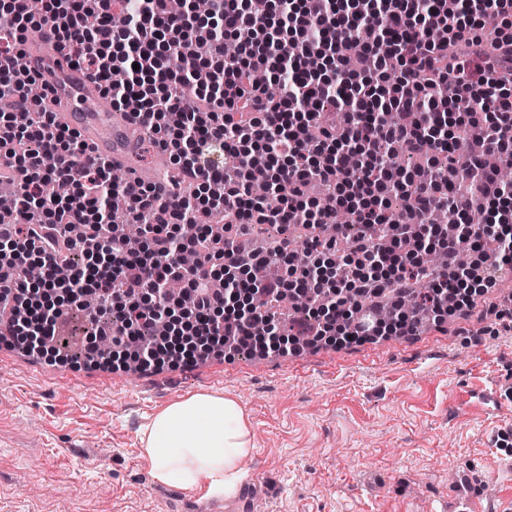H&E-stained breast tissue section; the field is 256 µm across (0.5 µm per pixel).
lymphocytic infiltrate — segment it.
<instances>
[{
    "label": "lymphocytic infiltrate",
    "instance_id": "obj_1",
    "mask_svg": "<svg viewBox=\"0 0 512 512\" xmlns=\"http://www.w3.org/2000/svg\"><path fill=\"white\" fill-rule=\"evenodd\" d=\"M489 12L500 23L488 44ZM88 14L95 28L85 27ZM214 14L223 34L190 13L172 14L168 0H140L132 12L119 0H0V177L16 186L0 206L18 214L0 224V332L31 337L36 355H46L90 292L100 305L88 315V352L108 341L119 357L134 342L146 368L160 361L150 339L160 315L178 319L187 341L176 356L191 365L228 341L284 352L303 336L347 346L404 334L413 315L395 312L381 329L357 301L405 297L421 280L430 287L420 299L433 314L471 312L499 272L512 269V189L490 163L512 152V0H216ZM47 27L113 106L145 117L190 194L168 182L113 183L111 163L91 158L76 131L29 99L34 79L16 59L27 31ZM244 29L252 39L225 56L226 36ZM259 68L271 69L266 82L251 81ZM463 96L477 101L476 111L456 112ZM328 109L350 122L311 139ZM400 143L434 161V172L395 166L391 150ZM216 147L235 156V168L211 160ZM460 154L470 168L459 178L449 162ZM256 180L277 191L276 209L252 196ZM54 185L67 194L53 195ZM392 195L407 208L398 220ZM117 200L143 227L149 258L126 252L113 230ZM341 207L360 226L344 249L317 231ZM437 208L455 219L457 238L425 223ZM476 208L487 209L486 223H468ZM72 224L86 225L87 236L69 238ZM262 224L307 228L309 265L295 268L287 248L243 242ZM187 225L198 230L190 269L177 257ZM488 236L500 242L492 259L482 252ZM464 246L475 254L466 264ZM79 251L89 261L76 266L69 255ZM429 252L447 254V265L430 268ZM31 262L43 270L38 287L69 295L70 305L48 312L38 304L21 280ZM272 263L285 277H262ZM173 280L193 308L171 303L164 287ZM246 293L250 307L235 309ZM287 300L297 311L285 335L276 311Z\"/></svg>",
    "mask_w": 512,
    "mask_h": 512
}]
</instances>
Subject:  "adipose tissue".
I'll return each mask as SVG.
<instances>
[{"label": "adipose tissue", "mask_w": 512, "mask_h": 512, "mask_svg": "<svg viewBox=\"0 0 512 512\" xmlns=\"http://www.w3.org/2000/svg\"><path fill=\"white\" fill-rule=\"evenodd\" d=\"M152 477L184 490L234 498L255 449L251 420L231 397L197 393L158 412L140 438Z\"/></svg>", "instance_id": "obj_1"}]
</instances>
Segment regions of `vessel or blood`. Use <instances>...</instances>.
Segmentation results:
<instances>
[{"mask_svg": "<svg viewBox=\"0 0 512 512\" xmlns=\"http://www.w3.org/2000/svg\"><path fill=\"white\" fill-rule=\"evenodd\" d=\"M27 55L30 76L49 88L44 109L64 107V124L79 132L93 155L121 162L135 151L146 126L130 110H102L101 86L63 56L52 30H44Z\"/></svg>", "mask_w": 512, "mask_h": 512, "instance_id": "1", "label": "vessel or blood"}]
</instances>
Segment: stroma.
Returning <instances> with one entry per match:
<instances>
[{
	"instance_id": "35a3bbf8",
	"label": "stroma",
	"mask_w": 512,
	"mask_h": 512,
	"mask_svg": "<svg viewBox=\"0 0 512 512\" xmlns=\"http://www.w3.org/2000/svg\"><path fill=\"white\" fill-rule=\"evenodd\" d=\"M238 354L187 374L134 375L0 355V512H181L140 431L166 406L218 393L248 413L255 450L224 512H512V272L470 314L407 336L297 354ZM485 391L500 409L477 398Z\"/></svg>"
}]
</instances>
